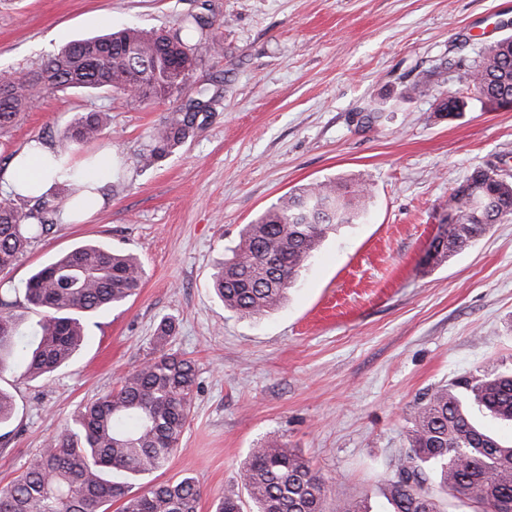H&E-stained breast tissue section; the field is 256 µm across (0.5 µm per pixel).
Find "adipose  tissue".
<instances>
[{"label": "adipose tissue", "instance_id": "ef3b65f1", "mask_svg": "<svg viewBox=\"0 0 512 512\" xmlns=\"http://www.w3.org/2000/svg\"><path fill=\"white\" fill-rule=\"evenodd\" d=\"M111 156L96 162L60 163L54 161L52 151L33 141L22 148L11 160L8 168L0 173V195L4 197H39L48 194L55 183L67 175L80 177L86 191L81 202L67 204L61 213V221L72 224L91 217L102 203L101 184L97 170L111 169Z\"/></svg>", "mask_w": 512, "mask_h": 512}]
</instances>
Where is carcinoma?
<instances>
[{
    "label": "carcinoma",
    "mask_w": 512,
    "mask_h": 512,
    "mask_svg": "<svg viewBox=\"0 0 512 512\" xmlns=\"http://www.w3.org/2000/svg\"><path fill=\"white\" fill-rule=\"evenodd\" d=\"M184 29L197 33L210 51L221 50L202 17L186 20ZM182 30L125 27L66 44L38 68L24 71L22 80L0 72V136L29 109L35 93L110 92L139 106L172 102L141 161L150 165L167 157L196 132L199 114L210 104L205 88L185 101L172 100L198 61L196 46ZM464 79L470 96L450 95L436 111L458 114L471 98L512 103V36L489 45ZM108 120L106 112H82L62 133L41 142L57 156L67 154L97 139ZM452 200L457 224L439 257L512 218V181L495 167L477 169ZM365 207L366 190H353L343 179L300 187L280 198L244 225L231 255L213 274L224 306L249 317L278 308L327 232L356 223ZM53 212L46 203L24 212L11 200L0 202V270L52 229ZM142 275L134 254L93 244L38 269L25 285V301L39 315L29 332L21 329L14 303L0 298V372L20 350L34 378L67 365L86 339L87 318L124 304L136 294ZM172 329L163 320L155 337L159 355L123 375L117 389L81 407L71 425L0 489V512H108L114 502L121 503V512H199L202 490L193 476L132 492L137 481L164 468L178 451L198 389L196 363L164 351ZM464 390L479 411L512 422V373L461 378L426 395L414 411L409 452L385 490L389 512H440L423 488L426 470L439 477L443 490L476 504L477 512H512V468L505 465L512 460V445L475 426ZM15 412L13 396L0 389V425ZM240 479L247 500L224 494L213 500L212 512L246 507L249 512H324L327 482L309 460L275 442L251 449Z\"/></svg>",
    "instance_id": "cac0c4a2"
}]
</instances>
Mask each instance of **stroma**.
<instances>
[{
    "label": "stroma",
    "mask_w": 512,
    "mask_h": 512,
    "mask_svg": "<svg viewBox=\"0 0 512 512\" xmlns=\"http://www.w3.org/2000/svg\"><path fill=\"white\" fill-rule=\"evenodd\" d=\"M192 15L224 52L199 47L188 87H208L213 102L161 162L146 168L140 156L166 106L109 93L48 95L0 135L5 168L78 113L112 114L75 155L111 150L104 206L87 223L56 224L0 271L15 314L34 320L26 281L82 244L136 253L144 269L136 295L88 318L87 341L51 379L20 364L0 373L16 404L0 426V487L151 357L167 318V350L195 360L200 388L180 450L142 486L196 477L199 512H211L240 488L250 450L277 440L326 480L325 512L344 500L384 512L418 399L465 373L512 370V220L447 261L433 249L474 169L493 164L512 180V106L435 112L464 91L465 65L512 36V0H0V70L128 25L174 31ZM425 73L428 92L407 98ZM334 178L366 183L364 217L326 234L276 310L225 308L212 275L241 227L292 189Z\"/></svg>",
    "instance_id": "35a3bbf8"
}]
</instances>
